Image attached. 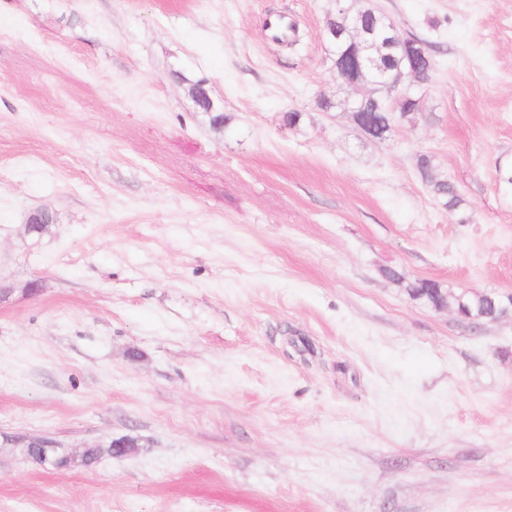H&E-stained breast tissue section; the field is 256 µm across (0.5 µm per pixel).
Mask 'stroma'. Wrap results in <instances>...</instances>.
<instances>
[{
  "label": "stroma",
  "mask_w": 512,
  "mask_h": 512,
  "mask_svg": "<svg viewBox=\"0 0 512 512\" xmlns=\"http://www.w3.org/2000/svg\"><path fill=\"white\" fill-rule=\"evenodd\" d=\"M359 2L0 0V512H512V320L406 292L512 294V0H367L435 61L382 140ZM367 113V134L375 139H384L391 127L392 116L380 109V104L369 100L365 104ZM422 179L432 188L435 197L443 207L449 210L457 209L464 201L456 187L448 180H437L433 176L432 159L428 155H419L416 161ZM406 290L412 299L420 300L432 308L440 301H447L448 304V290L442 288L441 284L438 282L420 280L408 284ZM449 296L451 299L452 295Z\"/></svg>",
  "instance_id": "35a3bbf8"
}]
</instances>
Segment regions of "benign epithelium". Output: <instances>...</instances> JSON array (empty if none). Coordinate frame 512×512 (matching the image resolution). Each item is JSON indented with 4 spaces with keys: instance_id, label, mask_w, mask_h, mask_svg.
<instances>
[{
    "instance_id": "7a95c632",
    "label": "benign epithelium",
    "mask_w": 512,
    "mask_h": 512,
    "mask_svg": "<svg viewBox=\"0 0 512 512\" xmlns=\"http://www.w3.org/2000/svg\"><path fill=\"white\" fill-rule=\"evenodd\" d=\"M326 31L336 48L333 62L336 77L344 83L356 84L368 75L374 83L390 91L407 77L418 82L429 78L433 68L430 54L421 43L412 47L389 18L385 19L380 33L356 22L345 23L339 29L328 27ZM390 50H398L400 55L394 65L386 67L380 64V59ZM460 316L473 324L512 318V296L507 304H494L490 308L479 304L476 313L462 312Z\"/></svg>"
}]
</instances>
